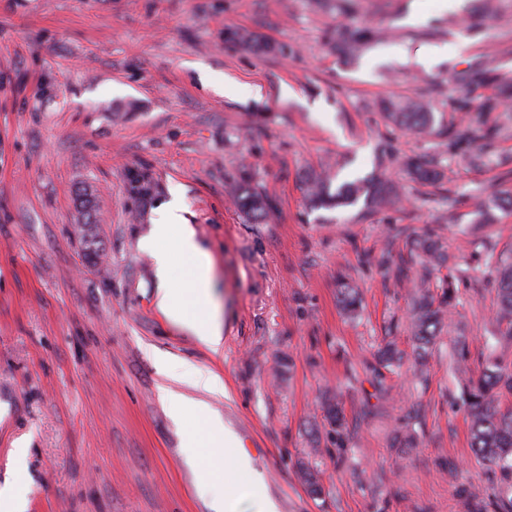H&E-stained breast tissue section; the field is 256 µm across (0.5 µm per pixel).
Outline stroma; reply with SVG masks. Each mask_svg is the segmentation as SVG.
Returning <instances> with one entry per match:
<instances>
[{
  "label": "stroma",
  "mask_w": 512,
  "mask_h": 512,
  "mask_svg": "<svg viewBox=\"0 0 512 512\" xmlns=\"http://www.w3.org/2000/svg\"><path fill=\"white\" fill-rule=\"evenodd\" d=\"M339 2L0 0V486L26 448L24 512H213L198 493L202 468L186 460L187 431L158 398V352L222 379L220 396L174 387L222 417L260 476L249 494L277 512H464L471 484L492 504L512 497L471 453L465 377L451 360L465 336L478 366L495 329L486 256L512 258V211L497 206L512 195V119L489 113L495 147L474 167L466 140L438 148L381 107L422 97L456 115L466 96L451 75L480 53L494 58L497 86L512 85V0L479 25L474 0L451 11L350 0L356 22L384 32L352 60L329 44ZM229 27L271 51L227 43ZM228 78L234 87L216 94ZM414 154L434 157L442 190L406 175ZM333 162L344 179L391 177L400 202L311 208L304 176ZM245 171L268 200L259 221L236 203ZM175 193L213 259L218 355L157 306L141 242ZM89 219L98 264L76 233ZM430 230L448 247L439 270L407 247ZM459 269L473 275L425 366L376 376L385 337L413 345V283L435 288ZM340 276L359 290L357 317L339 306ZM325 397L341 403L339 445ZM408 420L413 448L399 443ZM305 467L321 495L303 485Z\"/></svg>",
  "instance_id": "obj_1"
}]
</instances>
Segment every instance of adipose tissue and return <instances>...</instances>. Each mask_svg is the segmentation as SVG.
Instances as JSON below:
<instances>
[{"instance_id": "obj_1", "label": "adipose tissue", "mask_w": 512, "mask_h": 512, "mask_svg": "<svg viewBox=\"0 0 512 512\" xmlns=\"http://www.w3.org/2000/svg\"><path fill=\"white\" fill-rule=\"evenodd\" d=\"M184 212L180 198H172L164 204L143 247L155 260L160 281L157 295L159 308L171 320L190 330L208 350L218 354L224 347V330L210 295L213 259L197 241ZM176 253L187 261L185 279L181 282L172 275V256ZM158 394L176 421L203 426L202 432L194 434L188 445L190 462H200L201 449L215 445L235 451V436L225 430L221 418L213 413L206 402L165 384L159 386ZM233 464L235 471L245 474L252 471L248 457L236 451Z\"/></svg>"}]
</instances>
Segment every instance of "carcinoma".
<instances>
[{
    "label": "carcinoma",
    "instance_id": "cac0c4a2",
    "mask_svg": "<svg viewBox=\"0 0 512 512\" xmlns=\"http://www.w3.org/2000/svg\"><path fill=\"white\" fill-rule=\"evenodd\" d=\"M227 41L245 48H259L257 37L244 30L229 29ZM378 37V33L369 28H360L343 24L336 29L333 42L336 49L345 57L358 55L368 44ZM494 72L491 61L483 56L476 65H470L457 75V80L466 86L469 102L464 111L459 113L457 121L448 126L436 121L434 107L430 101L419 98L406 101H388L384 104L388 118L398 127L416 134H426L439 140L444 145V138L455 127L462 125L467 140L478 146L479 150L470 154L469 162L480 166L487 151L491 148V131L480 118L482 112H494L500 106L495 96L473 97L480 89L490 86ZM404 166L416 181L434 184L441 173L433 166L432 160L425 155L406 159ZM338 175L329 171L309 170L305 175L306 195L314 208H340L353 206L360 199L365 205L376 208L393 201L397 189L393 182L378 176L355 178L337 182ZM239 206L249 211L254 217L266 215L268 203L266 198L251 183L249 175H244L237 196ZM79 238L91 260L100 258L95 236L90 228L81 226L77 229ZM412 247L431 265L448 263V251L439 234L429 231L415 239ZM488 265L496 272L495 284L498 296L497 325L498 335L512 337V261H505L494 255H488ZM456 277L449 275L442 281L440 296H434L424 285L416 292L412 321L416 341V359L422 360L427 351L440 338L445 320L456 310L461 302L459 289L455 285ZM339 295L345 310L356 312L357 296L355 288L346 281L339 283ZM488 353L481 362L478 376H471L462 386V400L467 408L471 423V451L476 459L487 467L497 470L502 476H512V409L502 408L501 397L512 393V362L496 355L492 346H487ZM405 358L397 346L386 343L380 347L375 360L377 368L393 370L400 366ZM470 351L466 338L456 339L454 364L463 372H471L469 366ZM325 418L336 436H341L343 422L338 405L327 401L323 404ZM466 512H484L485 493L480 487L465 489Z\"/></svg>",
    "mask_w": 512,
    "mask_h": 512
}]
</instances>
